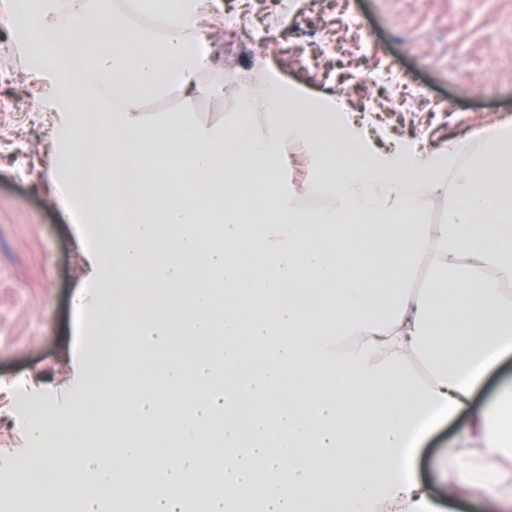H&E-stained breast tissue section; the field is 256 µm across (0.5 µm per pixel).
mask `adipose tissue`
<instances>
[{"instance_id": "ef3b65f1", "label": "adipose tissue", "mask_w": 512, "mask_h": 512, "mask_svg": "<svg viewBox=\"0 0 512 512\" xmlns=\"http://www.w3.org/2000/svg\"><path fill=\"white\" fill-rule=\"evenodd\" d=\"M25 64L50 90V174L86 258L75 305L95 343L79 361L81 399H48L23 428L38 449L0 452L22 512H98L117 481L150 471L165 490L137 512H185L191 454L222 420L224 493L196 512H438L414 461L427 435L461 411L445 452L460 484L497 479L512 456V383L472 406L512 355V126L424 153L377 150L342 100L253 69L234 82L223 120L147 112L146 96L224 98V72L202 22L211 0H6ZM357 157L334 171L327 135ZM310 162L303 208L273 160ZM448 200L445 223L424 215ZM482 224L498 242L465 233ZM154 247L157 313L128 318L126 278ZM423 288H415L419 270ZM136 336L151 379L118 388L116 336ZM427 369L402 372L408 358ZM129 412L149 442L115 433ZM157 448L147 457V447ZM96 482H88L89 473ZM512 380V356L505 358L484 380L474 396V402L480 407L488 405L494 398L498 386Z\"/></svg>"}]
</instances>
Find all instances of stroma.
<instances>
[{
	"label": "stroma",
	"instance_id": "1",
	"mask_svg": "<svg viewBox=\"0 0 512 512\" xmlns=\"http://www.w3.org/2000/svg\"><path fill=\"white\" fill-rule=\"evenodd\" d=\"M206 39L225 70L263 64L289 84L371 111L392 139L443 150L512 123V0H217ZM47 91L0 13V449L32 452L10 398L36 410L75 387L91 337L72 308L83 257L49 180ZM460 413L416 471L443 512H498L490 492L441 483Z\"/></svg>",
	"mask_w": 512,
	"mask_h": 512
}]
</instances>
